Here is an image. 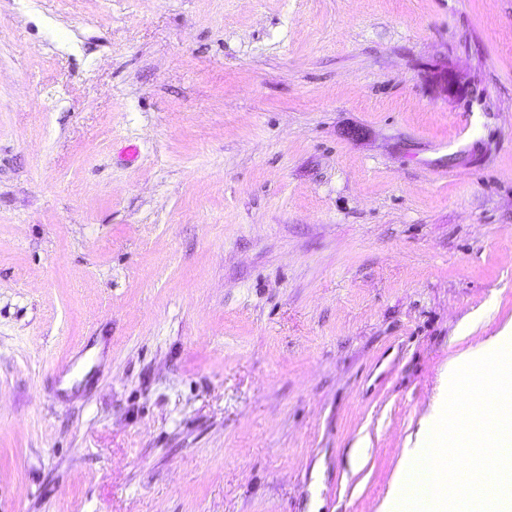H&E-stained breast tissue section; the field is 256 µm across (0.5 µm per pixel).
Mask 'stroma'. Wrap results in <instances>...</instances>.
<instances>
[{
  "label": "stroma",
  "mask_w": 512,
  "mask_h": 512,
  "mask_svg": "<svg viewBox=\"0 0 512 512\" xmlns=\"http://www.w3.org/2000/svg\"><path fill=\"white\" fill-rule=\"evenodd\" d=\"M505 342L512 0H0V512H382Z\"/></svg>",
  "instance_id": "obj_1"
}]
</instances>
